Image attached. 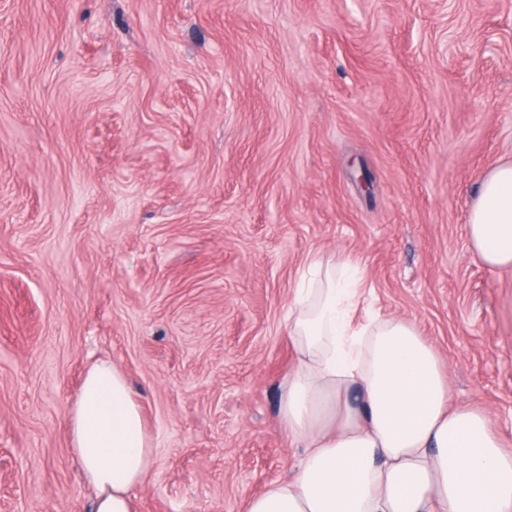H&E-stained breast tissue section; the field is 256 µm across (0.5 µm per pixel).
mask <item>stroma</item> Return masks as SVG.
<instances>
[{"label": "stroma", "mask_w": 512, "mask_h": 512, "mask_svg": "<svg viewBox=\"0 0 512 512\" xmlns=\"http://www.w3.org/2000/svg\"><path fill=\"white\" fill-rule=\"evenodd\" d=\"M512 159V0H0V512H89L69 413L121 366L134 512H245L294 291L365 277L512 451V272L467 219Z\"/></svg>", "instance_id": "stroma-1"}]
</instances>
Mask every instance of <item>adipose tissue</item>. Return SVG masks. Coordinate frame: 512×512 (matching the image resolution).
I'll use <instances>...</instances> for the list:
<instances>
[{
    "label": "adipose tissue",
    "instance_id": "obj_1",
    "mask_svg": "<svg viewBox=\"0 0 512 512\" xmlns=\"http://www.w3.org/2000/svg\"><path fill=\"white\" fill-rule=\"evenodd\" d=\"M467 234L485 266L512 269V161L482 180ZM310 272L288 317L298 365L280 401L301 456L293 475L251 498L246 512H512V454L486 412L449 408L440 360L415 325L357 323L347 263L318 258ZM69 424L96 492L93 512H133L152 448L119 366L89 372Z\"/></svg>",
    "mask_w": 512,
    "mask_h": 512
}]
</instances>
